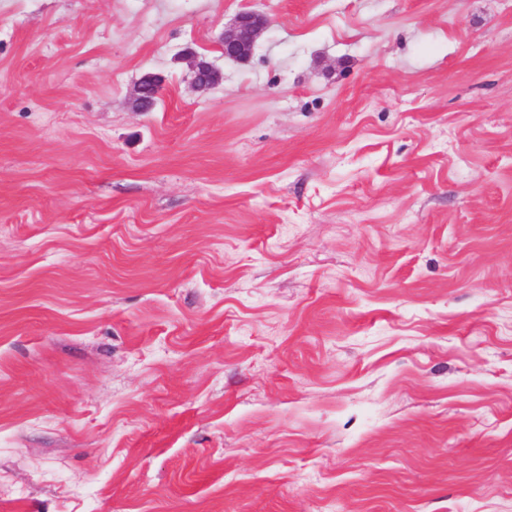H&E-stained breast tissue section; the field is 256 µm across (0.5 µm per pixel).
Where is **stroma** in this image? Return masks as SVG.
<instances>
[{
	"label": "stroma",
	"instance_id": "35a3bbf8",
	"mask_svg": "<svg viewBox=\"0 0 512 512\" xmlns=\"http://www.w3.org/2000/svg\"><path fill=\"white\" fill-rule=\"evenodd\" d=\"M3 487L512 512V0H0ZM267 19L256 12H242L234 23L224 27L219 40L224 44V56L237 61L247 60L257 40L267 28ZM188 59L193 68L195 88L204 89L219 83L222 75L213 65L200 61L192 52L189 53ZM163 81L153 74L145 75L141 81L134 86L131 100L140 111H147L151 108L161 94ZM150 97V99H149ZM150 100L152 105L149 107Z\"/></svg>",
	"mask_w": 512,
	"mask_h": 512
}]
</instances>
